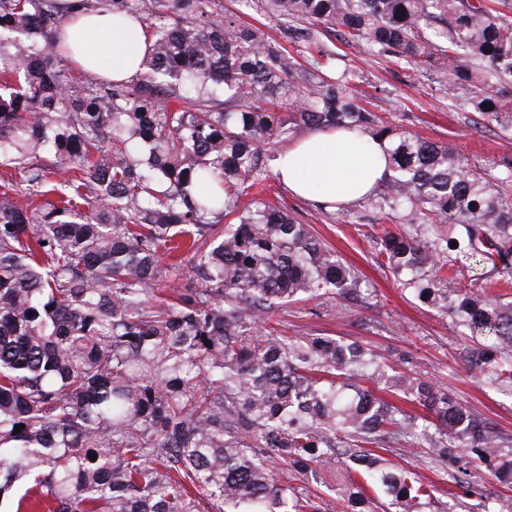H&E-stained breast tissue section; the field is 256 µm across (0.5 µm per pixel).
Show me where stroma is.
<instances>
[{
    "mask_svg": "<svg viewBox=\"0 0 512 512\" xmlns=\"http://www.w3.org/2000/svg\"><path fill=\"white\" fill-rule=\"evenodd\" d=\"M320 42L342 51L344 65L356 74L355 94L365 95L368 107L386 123L459 147L476 166L512 155V126L483 132L473 128L460 95L449 94L441 74L425 75L406 64L369 55L364 48L342 46L332 34ZM270 185L266 199L310 225L357 269L372 293L367 306L346 315L337 314L331 303L321 299L292 304L277 315L283 331L291 336H354L393 360L420 362L436 386L512 435V400L487 389L460 361L458 351L465 339L459 329L405 294L392 273L376 263L370 240L378 230L375 210L362 200L345 207L344 217L335 218L330 209L293 196L278 179H271Z\"/></svg>",
    "mask_w": 512,
    "mask_h": 512,
    "instance_id": "35a3bbf8",
    "label": "stroma"
}]
</instances>
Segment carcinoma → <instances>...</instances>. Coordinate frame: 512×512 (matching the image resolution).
<instances>
[{
  "label": "carcinoma",
  "mask_w": 512,
  "mask_h": 512,
  "mask_svg": "<svg viewBox=\"0 0 512 512\" xmlns=\"http://www.w3.org/2000/svg\"><path fill=\"white\" fill-rule=\"evenodd\" d=\"M323 58L341 41L436 70L481 126L512 123V0H258ZM220 0H0V499L14 512H512V435L356 339L288 336L304 299L350 313L356 269L252 190L304 128L389 144L370 197L379 263L465 327L461 359L512 399V157L471 166L307 71ZM144 15L140 72L105 83L53 50L60 22ZM69 177L52 181L59 171ZM252 202L240 205L243 197ZM228 220L224 225L216 219ZM191 286L169 280L183 269ZM478 269L469 283L463 271ZM396 394L419 416L385 398ZM24 429L15 432V426ZM412 438L439 489L383 451ZM96 459H91V456Z\"/></svg>",
  "instance_id": "cac0c4a2"
}]
</instances>
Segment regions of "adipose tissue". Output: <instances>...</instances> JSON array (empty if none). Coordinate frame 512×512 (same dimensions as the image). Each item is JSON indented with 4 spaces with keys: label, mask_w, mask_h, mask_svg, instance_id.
Segmentation results:
<instances>
[{
    "label": "adipose tissue",
    "mask_w": 512,
    "mask_h": 512,
    "mask_svg": "<svg viewBox=\"0 0 512 512\" xmlns=\"http://www.w3.org/2000/svg\"><path fill=\"white\" fill-rule=\"evenodd\" d=\"M144 19H117L101 11L67 20L57 40L70 46L75 66L112 80H128L139 71L148 42ZM387 145L361 131L312 130L278 157L275 173L295 196L325 205L362 200L387 174Z\"/></svg>",
    "instance_id": "ef3b65f1"
}]
</instances>
